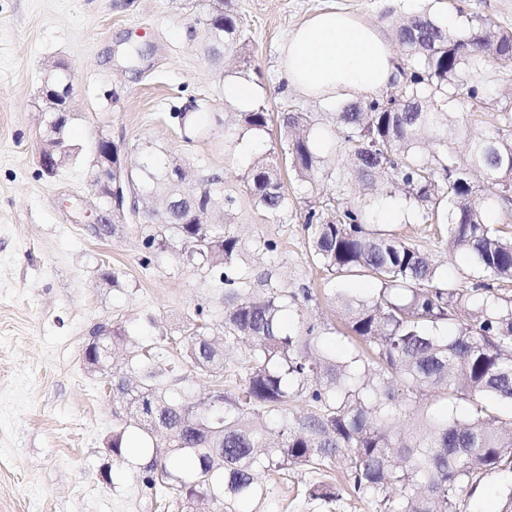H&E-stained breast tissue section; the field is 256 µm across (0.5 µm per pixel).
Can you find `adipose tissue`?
Here are the masks:
<instances>
[{
	"label": "adipose tissue",
	"instance_id": "adipose-tissue-1",
	"mask_svg": "<svg viewBox=\"0 0 512 512\" xmlns=\"http://www.w3.org/2000/svg\"><path fill=\"white\" fill-rule=\"evenodd\" d=\"M394 72L385 36L348 14L318 13L288 38L286 86L305 97L366 99L385 89Z\"/></svg>",
	"mask_w": 512,
	"mask_h": 512
}]
</instances>
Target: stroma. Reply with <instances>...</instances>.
Instances as JSON below:
<instances>
[{
	"label": "stroma",
	"instance_id": "35a3bbf8",
	"mask_svg": "<svg viewBox=\"0 0 512 512\" xmlns=\"http://www.w3.org/2000/svg\"><path fill=\"white\" fill-rule=\"evenodd\" d=\"M198 0H0V512H154L137 468L108 450L118 426L108 380L90 373L83 348L92 330L110 324L136 346L164 348L181 358L167 335L181 315L222 302L203 271L174 252L143 266L141 242L128 225L98 237L65 198L92 205L87 183L95 137L105 134L133 158L181 164L195 178L217 173L236 199L235 231L244 244L252 286L267 283L322 290L310 265L303 215L307 191L288 185L290 217L279 222L257 208L241 176L253 155L279 140L278 124L249 133L239 108L224 97L229 80L244 77L272 113L313 112L330 119L337 102L285 92L282 50L290 33L314 13L338 9L393 37L400 19L427 11L461 27L480 16L512 30V0H230L248 35L249 68L237 51H208L198 24ZM74 73L70 139L78 155L51 178L41 176L38 89L46 63ZM196 101L195 130L185 133L170 112ZM377 227L418 245L439 262L443 279L468 284L469 261L449 255L440 238L414 223L397 197L375 207ZM261 240L277 256L258 251ZM118 276L101 279L102 269ZM246 344L227 348L218 383L243 382ZM178 392L202 397L216 381L182 367ZM326 472L295 471L263 480L248 512H314L301 492L329 480ZM512 475L485 474L460 495L463 512H501V490Z\"/></svg>",
	"mask_w": 512,
	"mask_h": 512
}]
</instances>
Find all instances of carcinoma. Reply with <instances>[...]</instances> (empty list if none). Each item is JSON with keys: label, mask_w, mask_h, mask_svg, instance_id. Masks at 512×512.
<instances>
[{"label": "carcinoma", "mask_w": 512, "mask_h": 512, "mask_svg": "<svg viewBox=\"0 0 512 512\" xmlns=\"http://www.w3.org/2000/svg\"><path fill=\"white\" fill-rule=\"evenodd\" d=\"M207 9L219 35L212 54L246 44L226 0ZM395 37L407 66L388 89L344 106L328 131L351 149V168L332 167L315 151L318 116L289 110L279 116L280 152L257 157L242 176L254 205L276 220L288 218L281 168L302 183L332 184L311 192L304 226L311 260L327 273L326 298L357 342L351 350L326 352L321 322L285 326V311L318 301L310 289L251 288L238 263L235 199L218 179L183 197L170 188L168 168L148 157L134 162L135 185L168 200L165 219L150 215L155 227L141 236L142 264L164 241L183 240L211 264L224 303L213 343L210 310L198 304L183 318L173 341L186 363L218 377L226 347L249 345L244 384L233 394L212 392L201 416L187 399L168 396L164 378L181 366H160L162 350L153 347L128 352L131 378L112 381L124 425L112 432L109 451L124 457L130 427L152 441L138 475L152 504L196 512L202 499L237 512L262 495L259 475L324 467L341 479L305 487L309 504L329 505L348 491L372 512H462L468 484L486 472H512V419L496 407L512 406V295L502 288L512 283V234L505 223L487 222L491 208L507 215L512 206V109L481 130L466 129L465 152L448 141V130L460 126L456 112H480L492 89L512 84V31L469 16L459 34L422 14L406 18ZM241 118L258 131L271 121L262 103ZM358 192L403 197L416 223L437 228L448 252L469 256L477 278L464 288L445 282L431 254L370 229V204L353 199ZM216 208L222 224L189 219ZM362 277L376 288L336 287ZM453 320L459 328L450 334ZM294 399L310 411H288ZM434 399L445 401L446 412L431 411ZM405 404L413 423L404 430L396 416Z\"/></svg>", "instance_id": "1"}]
</instances>
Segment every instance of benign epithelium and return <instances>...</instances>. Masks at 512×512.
Wrapping results in <instances>:
<instances>
[{
    "instance_id": "1",
    "label": "benign epithelium",
    "mask_w": 512,
    "mask_h": 512,
    "mask_svg": "<svg viewBox=\"0 0 512 512\" xmlns=\"http://www.w3.org/2000/svg\"><path fill=\"white\" fill-rule=\"evenodd\" d=\"M73 74L65 64L52 62L44 67L40 86L42 104L39 161L46 174L57 172L67 160V148L58 129V116L74 112L72 98ZM105 161L107 166L98 175L88 176V185L100 201L98 207L86 212L88 222L98 226L99 234L112 233L114 224H139L145 209L139 207L140 196L128 181V171L133 163L129 154L119 151L112 140L99 137L95 140L94 161ZM104 346V360L88 365L92 372H104L112 376V340L110 331Z\"/></svg>"
}]
</instances>
